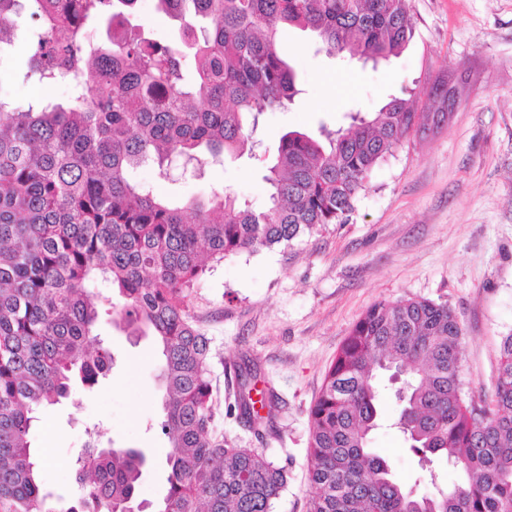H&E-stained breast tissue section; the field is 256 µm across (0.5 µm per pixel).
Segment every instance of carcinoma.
Listing matches in <instances>:
<instances>
[{
	"instance_id": "1",
	"label": "carcinoma",
	"mask_w": 512,
	"mask_h": 512,
	"mask_svg": "<svg viewBox=\"0 0 512 512\" xmlns=\"http://www.w3.org/2000/svg\"><path fill=\"white\" fill-rule=\"evenodd\" d=\"M130 2L0 0V54L28 10L38 25L23 81L70 89L63 103L0 97V512H59L30 433L39 409L111 369L95 334L99 278L116 290L113 321L161 346L168 488L145 508L273 512L288 472L218 429L211 339L190 313L191 291L211 262L345 223L369 173L446 113L393 96L346 128L285 133L260 210L228 191L187 203L157 195L132 181L136 167L164 175L173 160L251 154L260 117L293 103L300 89L276 48L280 26L374 65L401 55L415 28L411 0H157L179 30V42L161 44L131 25ZM461 336L443 303L368 308L309 411V512H512V335L479 410L460 379ZM379 370L405 376L396 426L420 471L434 479L446 461L466 477L452 492L416 494L369 448ZM147 464L139 448L87 449L76 460L86 493L66 512H130Z\"/></svg>"
}]
</instances>
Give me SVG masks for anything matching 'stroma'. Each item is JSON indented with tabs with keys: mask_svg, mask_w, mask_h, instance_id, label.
<instances>
[{
	"mask_svg": "<svg viewBox=\"0 0 512 512\" xmlns=\"http://www.w3.org/2000/svg\"><path fill=\"white\" fill-rule=\"evenodd\" d=\"M412 15V43L375 69L329 56L311 35L283 28L278 51L301 92L289 108L264 114L256 133L262 151L175 180L150 164L133 174L160 195L185 201L227 190L260 208L269 194L266 155L286 132L348 126L351 113L376 111L405 91L428 105L441 76L457 88L444 122L411 136L372 170L347 223L286 247L228 256L190 296V312L212 340L219 427L288 469L275 512H308L309 409L368 307L409 297L448 304L463 330L464 389L478 407L495 393L501 341L512 334V0H412ZM15 24V46L0 58V96L25 101L33 94L20 80L32 21L24 14ZM92 290L101 298L97 332L115 362L93 388H75L72 403L45 410L32 430L42 482L60 507L76 504L75 461L95 436L147 450L139 497L155 502L166 493L170 449L160 428V355L152 338L134 339L113 323L107 282ZM242 364L256 371V389L273 388L279 398L273 427L257 432L227 412ZM379 383L381 420L370 446L401 482L432 493L393 426L394 387L384 377Z\"/></svg>",
	"mask_w": 512,
	"mask_h": 512,
	"instance_id": "stroma-1",
	"label": "stroma"
}]
</instances>
